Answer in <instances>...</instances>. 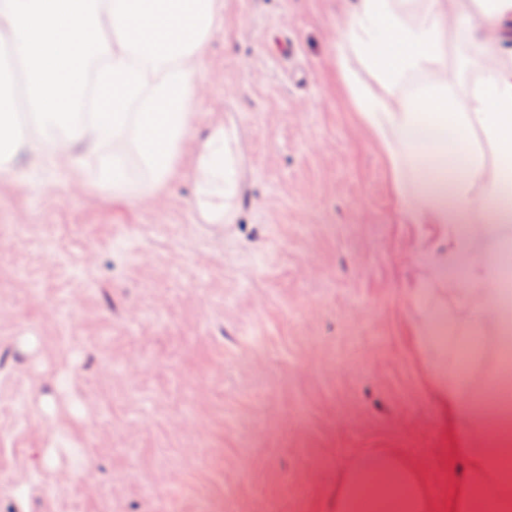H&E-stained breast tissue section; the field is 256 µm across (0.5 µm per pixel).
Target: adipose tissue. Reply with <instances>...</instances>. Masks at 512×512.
<instances>
[{
	"instance_id": "adipose-tissue-1",
	"label": "adipose tissue",
	"mask_w": 512,
	"mask_h": 512,
	"mask_svg": "<svg viewBox=\"0 0 512 512\" xmlns=\"http://www.w3.org/2000/svg\"><path fill=\"white\" fill-rule=\"evenodd\" d=\"M456 13L473 55L488 66L459 104L448 88V15ZM512 0H355L341 34L338 68L372 138L385 151L405 224H437L441 235L422 245L426 281L412 289L417 337L449 408L463 448L450 512L494 501L512 512V438L498 434L484 392L448 368L460 347L478 345L487 325L504 331V291L512 272L500 260L512 239ZM370 82H363L361 73ZM421 83L397 93L406 78ZM233 132L214 127L200 142L193 177L195 210L208 224L231 219L236 156ZM459 284L461 308L449 316L441 285ZM396 512H428L416 469L390 454L363 455L342 472L330 512H364L381 497Z\"/></svg>"
}]
</instances>
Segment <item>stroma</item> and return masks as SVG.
<instances>
[{"instance_id": "obj_1", "label": "stroma", "mask_w": 512, "mask_h": 512, "mask_svg": "<svg viewBox=\"0 0 512 512\" xmlns=\"http://www.w3.org/2000/svg\"><path fill=\"white\" fill-rule=\"evenodd\" d=\"M349 0H224L169 181L114 199L60 162L0 173V512H329L347 463L416 465L449 512L459 441L410 293L435 224L399 221L343 86ZM487 63L448 33L459 103ZM234 127L229 224L199 140ZM234 142V132L221 125L214 127L199 144L193 170L197 185L194 205L206 224H224V220L232 218L231 208L224 200L235 194Z\"/></svg>"}]
</instances>
